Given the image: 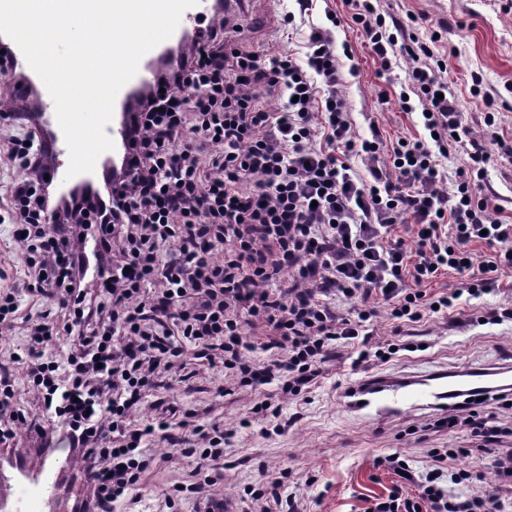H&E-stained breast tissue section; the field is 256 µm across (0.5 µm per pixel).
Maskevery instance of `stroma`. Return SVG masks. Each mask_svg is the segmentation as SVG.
Here are the masks:
<instances>
[{
    "label": "stroma",
    "mask_w": 512,
    "mask_h": 512,
    "mask_svg": "<svg viewBox=\"0 0 512 512\" xmlns=\"http://www.w3.org/2000/svg\"><path fill=\"white\" fill-rule=\"evenodd\" d=\"M384 15L400 21L420 20L418 33L428 37L429 25L445 22L434 50L447 64L448 89L458 100L462 123L474 134H482L487 108L498 114L497 131L512 138V13L500 12L495 0H380ZM230 12L239 15L242 29L233 34L236 45L246 51L273 56L286 51L304 53L313 29L331 31L337 46H351L352 59L342 60L341 92L354 121V132L361 138L379 130L384 144L422 133L419 116L404 112L399 95L408 84L411 63L398 59L392 71H383L352 18L347 0H308L299 8L296 0H232ZM295 14L293 27L281 24L284 12ZM479 72L490 101L469 93L471 72ZM12 291L20 300L19 315L10 328H0V365L9 368L17 388L15 407L30 415L39 401L24 383L25 364L15 363L30 332L29 313L42 309V302L24 288L21 252L0 223V292ZM410 342L418 351L399 352L389 363L369 362L358 368L334 360L325 367V377L301 403H284L283 416H296L297 422L280 435H265L261 423L240 428L239 422L255 398L242 389L221 396L222 367L209 368L193 359L192 350L182 357L185 381L163 378L154 399L169 403L186 413L190 425L217 423L234 430L229 447L220 462L223 481L213 487L214 495L235 499L241 488L258 476L259 466L276 470L293 468L296 477L289 493L307 502L310 512H364L370 499L388 495L399 478L379 456L398 450L415 474H424L432 448H466L467 431L453 434L424 432L438 412L416 409L366 418L349 411L342 400L347 387L371 377L418 378L429 373L461 371L470 368H502L512 365V322L473 327L456 322L454 314L436 315L414 325ZM155 457L143 477L150 495L134 504V512H162L164 494L175 482L189 480L196 460L166 444L152 445ZM316 475L307 485V475Z\"/></svg>",
    "instance_id": "stroma-1"
}]
</instances>
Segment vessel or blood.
<instances>
[{
  "label": "vessel or blood",
  "mask_w": 512,
  "mask_h": 512,
  "mask_svg": "<svg viewBox=\"0 0 512 512\" xmlns=\"http://www.w3.org/2000/svg\"><path fill=\"white\" fill-rule=\"evenodd\" d=\"M211 14L212 0H199L197 5L183 12L171 37L142 57L135 77L119 91L112 119L105 128L115 147H124L131 140L133 127L122 114L131 95L153 82L154 62L174 54L186 34L200 33L204 20ZM0 47L8 50L18 73L13 98L33 112L40 146L51 158L49 179L60 188H68L65 174L69 151L56 118L54 101L18 45L0 34ZM497 381L498 374L494 371L437 373L425 379L402 381L372 378L350 387L346 404L368 415L383 416L439 406L447 403L452 395L483 393ZM79 470V454L54 428H47L45 437L27 452L0 454V512H52L56 503L72 501L74 487L70 480Z\"/></svg>",
  "instance_id": "vessel-or-blood-1"
}]
</instances>
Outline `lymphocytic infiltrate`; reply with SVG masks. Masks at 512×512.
<instances>
[{
    "label": "lymphocytic infiltrate",
    "mask_w": 512,
    "mask_h": 512,
    "mask_svg": "<svg viewBox=\"0 0 512 512\" xmlns=\"http://www.w3.org/2000/svg\"><path fill=\"white\" fill-rule=\"evenodd\" d=\"M351 4L382 69L400 54L412 61L401 105L426 113L427 137L393 146L386 163L379 133H354L336 43L323 28L304 58L254 57L228 39L237 19L214 16L156 80L135 128L133 176L116 192L105 184L56 195L31 113L10 108L0 150L18 174L0 206L19 237L29 292L54 308L37 312L26 348L39 412H15V381L0 376V446L59 424L80 452L90 512L142 500L154 461L148 438L183 445L181 423L140 414L158 377L181 371L186 345L223 366L225 391L257 392L241 427L272 417L284 428L265 386L303 401L326 363L384 361L411 325L512 279V223L487 187L492 160L512 163V139L497 137L492 156L481 138L459 137L460 110L433 45L387 20L374 0ZM458 149L469 164L450 182L441 160ZM480 244L493 259L477 260ZM450 270L459 287L433 290ZM382 315L386 333L375 323ZM63 332L73 341L59 362L45 351ZM258 349L270 360L257 362ZM429 428L469 430L470 449L490 455L499 486L512 488V448L501 447L511 425L471 402ZM193 433L203 446L190 490L202 512H227L205 489L221 480L216 464L233 433L215 424ZM465 451L430 449L414 493L389 491L372 512H502L497 491L455 496L440 485L446 474L474 488L482 481L457 467ZM293 476L289 467L261 471L245 489L254 512H306L283 496Z\"/></svg>",
    "instance_id": "obj_1"
}]
</instances>
